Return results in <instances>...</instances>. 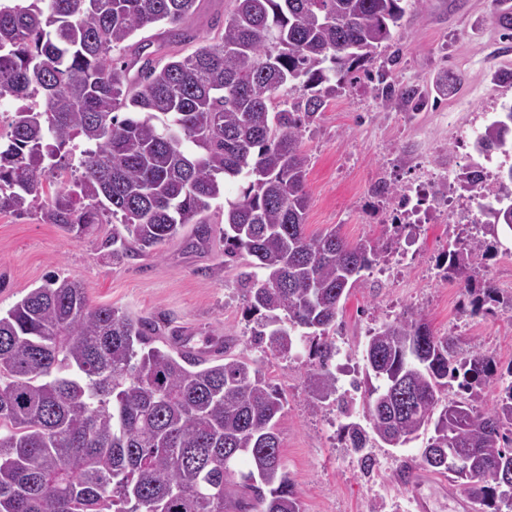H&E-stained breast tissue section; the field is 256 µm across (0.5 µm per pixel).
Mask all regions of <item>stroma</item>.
Returning a JSON list of instances; mask_svg holds the SVG:
<instances>
[{
	"instance_id": "obj_1",
	"label": "stroma",
	"mask_w": 512,
	"mask_h": 512,
	"mask_svg": "<svg viewBox=\"0 0 512 512\" xmlns=\"http://www.w3.org/2000/svg\"><path fill=\"white\" fill-rule=\"evenodd\" d=\"M405 15L392 41L376 51L372 68L386 67L398 86L414 88L424 105L383 104L364 73L347 74L329 98L325 112L301 130L309 159L308 234L338 229L350 242L385 239L395 207L393 194L427 180L477 167L495 179L512 166V144L489 154L474 142L512 104V29L498 20L492 0H404ZM453 89H446L445 79ZM425 207L434 221L416 236L400 237L398 272H364L351 290L332 338L336 361L349 375L339 377V393L362 413L361 392L351 374H362L371 329L402 312L422 313L438 335H450L461 351L492 355L499 369L512 365V237L486 236V255H472L473 280H492L501 301L491 312L472 314L463 281L441 276L437 264L473 234L485 217L476 200L463 196L457 225ZM211 241L194 246L195 227L149 254H111L106 243L124 233L120 222L98 225L77 239L35 217L0 215V309L6 310L52 275L79 279L97 304L158 322L153 344L186 345L208 358L243 357L257 361L286 401L279 420L282 459L304 512H457L464 487L446 475L422 470L423 440L400 448L376 447V465L365 473L339 436L344 418L332 403L307 395L305 374L314 362L308 350L288 359L248 345L252 327L239 275L248 260L225 259L224 202L209 211Z\"/></svg>"
}]
</instances>
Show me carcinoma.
<instances>
[{
	"label": "carcinoma",
	"mask_w": 512,
	"mask_h": 512,
	"mask_svg": "<svg viewBox=\"0 0 512 512\" xmlns=\"http://www.w3.org/2000/svg\"><path fill=\"white\" fill-rule=\"evenodd\" d=\"M197 0L0 2V100L21 105L0 140V214H35L79 238L120 218L149 253L197 225L224 198V256L252 258L240 276L249 344L291 357L304 336L318 359L312 396L352 416L337 394L329 329L340 304L410 224L387 241L351 244L337 230L306 233L308 157L301 130L325 111L332 81L373 60L404 16L403 0H233L214 42L181 55L128 41L165 24L177 44ZM381 98L422 102L377 74ZM301 93L295 98V93ZM512 136V105L475 147ZM464 187L493 197L484 224L512 234V166L498 188L470 169ZM487 252L473 237L445 255L444 276ZM500 302L487 283L471 312ZM156 323L94 303L82 283L52 276L0 312V512H303L277 429L282 392L245 358L209 364L152 346ZM369 427L340 426L373 468L374 443L401 447L428 428L421 467L448 474L488 508L512 502V381L492 407L473 405L497 375L491 356L458 350L420 313L369 336ZM451 381L466 400L442 402Z\"/></svg>",
	"instance_id": "cac0c4a2"
}]
</instances>
